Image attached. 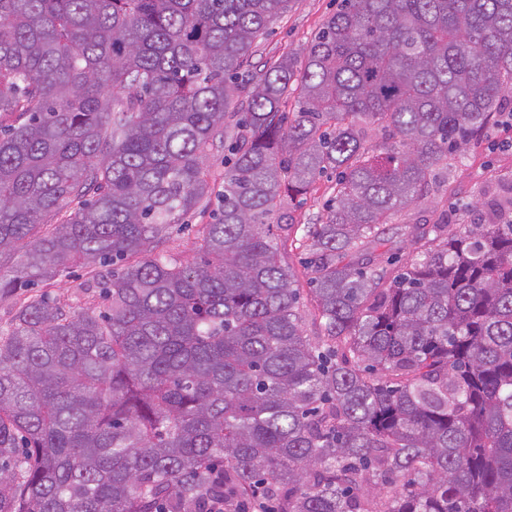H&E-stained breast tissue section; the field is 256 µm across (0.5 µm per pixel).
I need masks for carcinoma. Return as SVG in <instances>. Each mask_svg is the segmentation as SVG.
<instances>
[{
	"instance_id": "obj_1",
	"label": "carcinoma",
	"mask_w": 512,
	"mask_h": 512,
	"mask_svg": "<svg viewBox=\"0 0 512 512\" xmlns=\"http://www.w3.org/2000/svg\"><path fill=\"white\" fill-rule=\"evenodd\" d=\"M292 2L0 0V512H512V196L390 223L512 105V0H341L239 81ZM328 173L306 310L271 219ZM216 204L214 196L211 200L201 203L195 211L184 218L183 224L173 227L167 238L158 245L156 252L163 251L184 260L193 261L198 253L200 231L203 224L211 222L210 212L216 208ZM69 271L43 290L47 291L65 310H98L102 306L98 293L93 291L85 293L83 288L88 278L86 271L80 267Z\"/></svg>"
}]
</instances>
